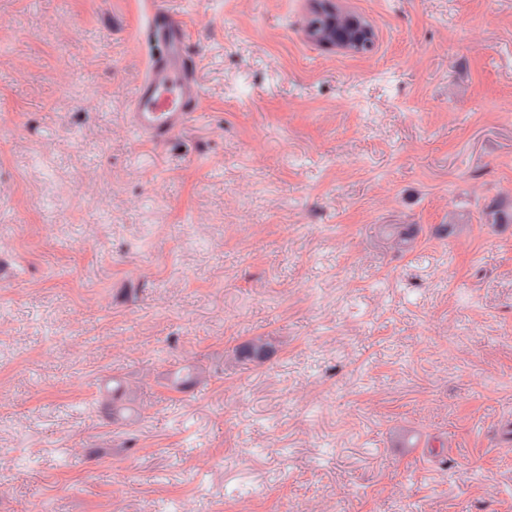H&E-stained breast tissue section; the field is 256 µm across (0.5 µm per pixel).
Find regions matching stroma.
<instances>
[{"instance_id": "stroma-1", "label": "stroma", "mask_w": 512, "mask_h": 512, "mask_svg": "<svg viewBox=\"0 0 512 512\" xmlns=\"http://www.w3.org/2000/svg\"><path fill=\"white\" fill-rule=\"evenodd\" d=\"M149 2L0 0V512H512V0H157L160 146ZM324 9L329 16L326 18V26L320 23L311 25L309 40L324 48H332L350 53H361L362 46L372 48L374 35L365 19L354 13L336 15L335 6L330 2H323ZM336 17L342 19L343 27L336 32ZM142 37L154 52L130 103L129 127L138 138L163 143L200 114L199 59L183 23L159 8Z\"/></svg>"}]
</instances>
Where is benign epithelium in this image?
<instances>
[{
	"label": "benign epithelium",
	"instance_id": "benign-epithelium-1",
	"mask_svg": "<svg viewBox=\"0 0 512 512\" xmlns=\"http://www.w3.org/2000/svg\"><path fill=\"white\" fill-rule=\"evenodd\" d=\"M315 11L328 12L326 24L311 25V42L324 48H332L350 53L361 52L362 47H373L374 35L365 19L354 13L336 15L335 6L326 2L314 5Z\"/></svg>",
	"mask_w": 512,
	"mask_h": 512
}]
</instances>
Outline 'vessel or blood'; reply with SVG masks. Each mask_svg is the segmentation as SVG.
<instances>
[{
    "label": "vessel or blood",
    "instance_id": "obj_1",
    "mask_svg": "<svg viewBox=\"0 0 512 512\" xmlns=\"http://www.w3.org/2000/svg\"><path fill=\"white\" fill-rule=\"evenodd\" d=\"M142 37L154 52L130 103L129 127L138 138L162 143L199 115V59L183 23L163 10L152 12Z\"/></svg>",
    "mask_w": 512,
    "mask_h": 512
}]
</instances>
